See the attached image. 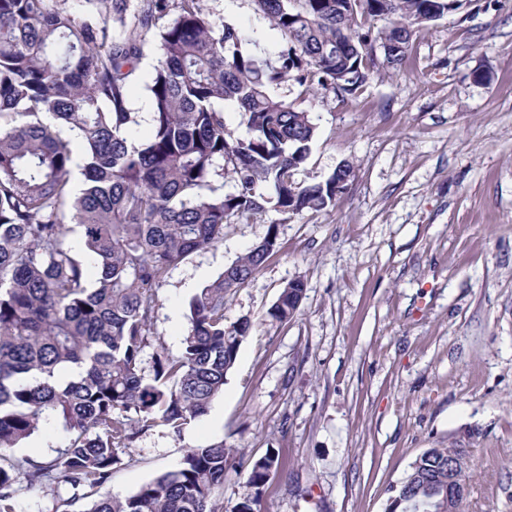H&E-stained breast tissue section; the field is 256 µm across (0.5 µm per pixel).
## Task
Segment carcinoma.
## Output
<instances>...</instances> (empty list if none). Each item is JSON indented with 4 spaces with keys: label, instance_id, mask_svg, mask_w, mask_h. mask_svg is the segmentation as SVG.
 Wrapping results in <instances>:
<instances>
[{
    "label": "carcinoma",
    "instance_id": "carcinoma-1",
    "mask_svg": "<svg viewBox=\"0 0 512 512\" xmlns=\"http://www.w3.org/2000/svg\"><path fill=\"white\" fill-rule=\"evenodd\" d=\"M253 3L283 41L273 63L204 0H0V512H16L21 488L52 485L68 490L53 512H215L233 456L222 441L187 450L178 468L123 499L92 496L138 434L162 426L179 436L223 392L252 329L248 317L225 325L224 300L276 253L277 225L191 298L181 354H156L147 374L158 288L222 241L225 226L270 207L320 212L347 189L348 164L322 182H294L318 127L274 88L292 79L355 95L375 66L373 43L390 47L383 64L393 68L414 27L466 0ZM377 18L389 25L373 29ZM149 48L158 55L146 86L150 135L137 144L129 81ZM226 100L240 109L241 136L226 128ZM226 178L235 192L224 193ZM70 222L98 268L93 282L67 239ZM303 294L283 288L268 316L292 319ZM71 369L78 376L61 380ZM50 418L69 434L52 463L15 457ZM280 466L273 452L254 461L232 512H255ZM450 470L461 480L448 504L463 512L470 459L451 447L425 450L388 508L430 512Z\"/></svg>",
    "mask_w": 512,
    "mask_h": 512
}]
</instances>
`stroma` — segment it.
Wrapping results in <instances>:
<instances>
[{"instance_id": "1", "label": "stroma", "mask_w": 512, "mask_h": 512, "mask_svg": "<svg viewBox=\"0 0 512 512\" xmlns=\"http://www.w3.org/2000/svg\"><path fill=\"white\" fill-rule=\"evenodd\" d=\"M275 57L281 37L252 0H206ZM363 90L279 95L318 127L293 179L354 177L334 206L268 211L174 267L158 290L143 367L178 356L190 298L278 229V251L225 299L224 319L253 322L224 393L181 435L139 434L100 489L125 498L175 469L188 449L223 442L236 456L214 493L225 512L256 459L278 452L260 512H386L390 489L428 448L468 449L464 512H512V0H468L415 28L403 63ZM146 52L131 84L135 142L148 137ZM484 81H476V73ZM296 315L268 317L289 281ZM69 436L54 420L15 454L47 463Z\"/></svg>"}]
</instances>
